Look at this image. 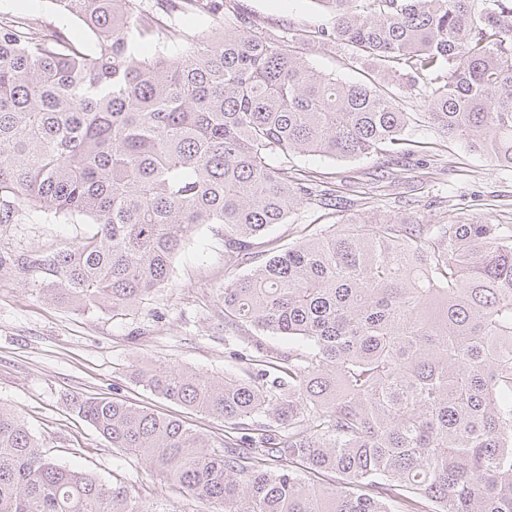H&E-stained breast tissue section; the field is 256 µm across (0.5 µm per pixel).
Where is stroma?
I'll return each instance as SVG.
<instances>
[{
    "instance_id": "1",
    "label": "stroma",
    "mask_w": 512,
    "mask_h": 512,
    "mask_svg": "<svg viewBox=\"0 0 512 512\" xmlns=\"http://www.w3.org/2000/svg\"><path fill=\"white\" fill-rule=\"evenodd\" d=\"M230 8L262 34L287 28L302 33L329 22L315 0H232ZM0 10L26 11L64 33L91 38L51 0H0ZM301 51L314 69L340 80L366 76L341 46L316 42L302 45ZM405 137L408 151L398 157L291 156V165L321 175L346 202L330 214L303 203L285 223L254 239L252 253L264 254L268 240L287 247L353 217L397 222L410 216L444 224L452 215L481 216L512 225V168L441 137L425 119L409 126ZM95 230L80 219L52 221L32 211L23 212L17 223L0 224V261L8 268L0 277V402L20 416L57 463L124 486L146 512H213L212 506L184 496L165 473L112 448L71 412L69 401L107 396L147 406L181 418L216 444L224 437L223 421L152 395L136 383L134 369L162 362L207 375H241L249 368L238 357L241 337L271 354L287 352L288 340L249 326H225L224 284L247 269L225 267L224 229L216 224L192 228L173 257L169 280L129 314L78 310L45 299L48 277L34 260L65 250Z\"/></svg>"
}]
</instances>
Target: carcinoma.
Returning <instances> with one entry per match:
<instances>
[{
	"instance_id": "1",
	"label": "carcinoma",
	"mask_w": 512,
	"mask_h": 512,
	"mask_svg": "<svg viewBox=\"0 0 512 512\" xmlns=\"http://www.w3.org/2000/svg\"><path fill=\"white\" fill-rule=\"evenodd\" d=\"M218 28L162 25L143 0H53L86 49L0 12V224L29 207L97 231L36 261L47 296L129 311L164 285L198 224L224 227V323L291 340L246 376L155 365L150 392L224 421L215 447L119 398L69 406L112 447L218 512H512V225L357 219L268 256L250 240L321 179L272 164L398 153L421 90L428 118L512 168V0H320L329 25L260 36L224 0ZM184 46L145 59L136 41ZM341 44L379 79L343 82L291 43ZM334 473L329 488L314 476ZM0 512H146L120 485L60 466L0 403Z\"/></svg>"
}]
</instances>
